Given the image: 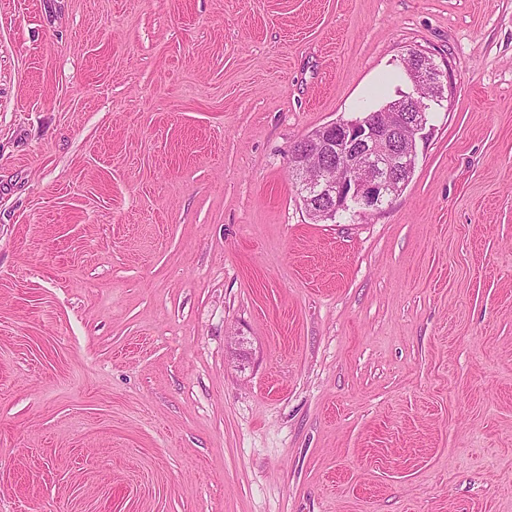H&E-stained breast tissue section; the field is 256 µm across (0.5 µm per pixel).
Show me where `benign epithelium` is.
<instances>
[{"label": "benign epithelium", "instance_id": "7a95c632", "mask_svg": "<svg viewBox=\"0 0 512 512\" xmlns=\"http://www.w3.org/2000/svg\"><path fill=\"white\" fill-rule=\"evenodd\" d=\"M407 57L412 91L382 108L387 120L375 112L339 119L291 147L289 166L301 179L305 207L315 219H333L350 209L378 210L408 182L418 142L426 138L427 110L416 106L415 91L426 88L427 100L441 101L448 74L422 50L411 49Z\"/></svg>", "mask_w": 512, "mask_h": 512}]
</instances>
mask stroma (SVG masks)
<instances>
[{"label": "stroma", "instance_id": "35a3bbf8", "mask_svg": "<svg viewBox=\"0 0 512 512\" xmlns=\"http://www.w3.org/2000/svg\"><path fill=\"white\" fill-rule=\"evenodd\" d=\"M411 48L406 188L313 221ZM0 512H512V0H0ZM405 63L412 90L381 108L389 116L386 121L379 119L375 113L379 111L339 119L291 147L289 166L301 179L305 207L316 220L335 219L337 213L350 209L379 210L408 182L416 165L418 142L427 135L429 107L427 103L426 109L418 108L414 94L423 87L429 91L428 102H440L448 74L419 49H409ZM309 157L320 159L315 172L304 164ZM353 171L356 176L350 174Z\"/></svg>", "mask_w": 512, "mask_h": 512}]
</instances>
